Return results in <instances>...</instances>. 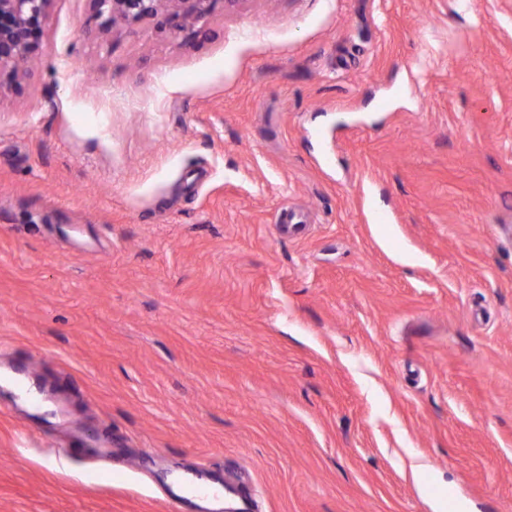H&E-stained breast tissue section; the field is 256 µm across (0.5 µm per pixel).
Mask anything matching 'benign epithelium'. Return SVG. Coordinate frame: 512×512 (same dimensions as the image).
Wrapping results in <instances>:
<instances>
[{
	"instance_id": "benign-epithelium-1",
	"label": "benign epithelium",
	"mask_w": 512,
	"mask_h": 512,
	"mask_svg": "<svg viewBox=\"0 0 512 512\" xmlns=\"http://www.w3.org/2000/svg\"><path fill=\"white\" fill-rule=\"evenodd\" d=\"M52 0H0V94L21 90L29 64L37 56ZM102 27L121 23L132 29L158 16L181 31L205 33L208 18L221 5L234 8L240 0H90Z\"/></svg>"
}]
</instances>
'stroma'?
I'll use <instances>...</instances> for the list:
<instances>
[{"label":"stroma","mask_w":512,"mask_h":512,"mask_svg":"<svg viewBox=\"0 0 512 512\" xmlns=\"http://www.w3.org/2000/svg\"><path fill=\"white\" fill-rule=\"evenodd\" d=\"M206 29L53 0L0 96V512H512V0Z\"/></svg>","instance_id":"obj_1"}]
</instances>
